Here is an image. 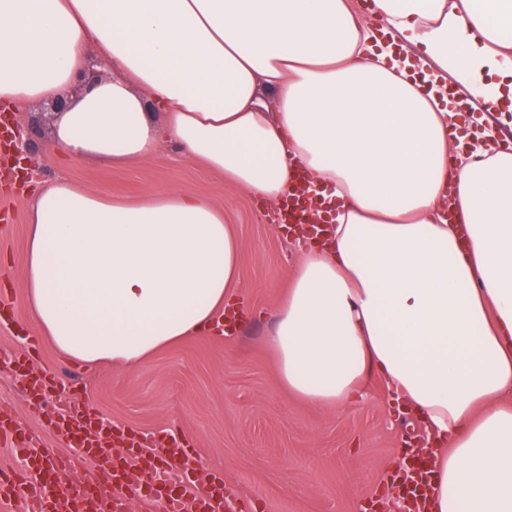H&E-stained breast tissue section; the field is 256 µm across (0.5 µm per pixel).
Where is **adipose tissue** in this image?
Listing matches in <instances>:
<instances>
[{
    "mask_svg": "<svg viewBox=\"0 0 512 512\" xmlns=\"http://www.w3.org/2000/svg\"><path fill=\"white\" fill-rule=\"evenodd\" d=\"M0 0V109L66 98L51 139L181 159L275 204L331 195L266 338L281 383L347 409L368 379L424 424L431 512H512V0ZM108 79L74 94L91 61ZM276 112H267L263 92ZM26 301L65 355L129 369L220 325L244 277L224 211L176 188L120 200L60 178L26 212Z\"/></svg>",
    "mask_w": 512,
    "mask_h": 512,
    "instance_id": "ef3b65f1",
    "label": "adipose tissue"
}]
</instances>
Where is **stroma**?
<instances>
[{
    "label": "stroma",
    "mask_w": 512,
    "mask_h": 512,
    "mask_svg": "<svg viewBox=\"0 0 512 512\" xmlns=\"http://www.w3.org/2000/svg\"><path fill=\"white\" fill-rule=\"evenodd\" d=\"M26 167L38 181L66 177L87 191L136 198L174 186L224 209L242 245L243 325L227 337L205 332L127 371L77 364L45 339L25 300L26 196L0 193V406L26 432L52 444L47 402L30 399L14 361L64 375L91 411L129 432L173 433L190 442L201 467L222 478L236 512H359L380 498L381 477L405 443L425 430L396 417L381 381L345 411L314 407L281 386L264 339L298 252L294 234L275 231L262 207L223 177L178 159L167 141L154 154L112 165L60 158L54 148Z\"/></svg>",
    "instance_id": "stroma-1"
}]
</instances>
